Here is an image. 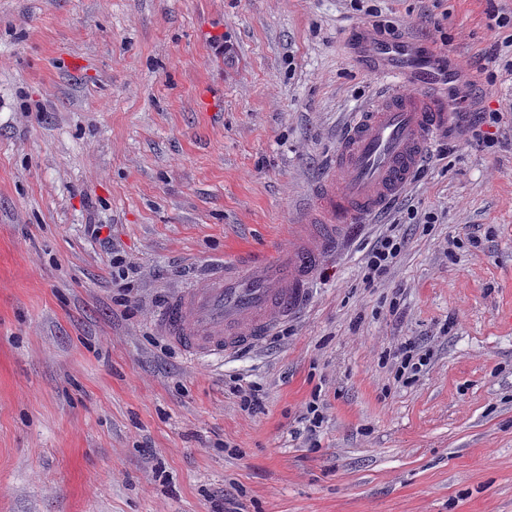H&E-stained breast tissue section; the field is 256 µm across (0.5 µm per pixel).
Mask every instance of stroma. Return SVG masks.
Returning a JSON list of instances; mask_svg holds the SVG:
<instances>
[{"mask_svg": "<svg viewBox=\"0 0 512 512\" xmlns=\"http://www.w3.org/2000/svg\"><path fill=\"white\" fill-rule=\"evenodd\" d=\"M364 6L0 0V512H222L229 495L246 512H512V47L491 26L512 0ZM370 8L482 94L389 213L352 227L300 318L189 362L154 312L239 248L288 249L374 92L354 44ZM491 111L488 147L467 125ZM393 227L406 247L366 285ZM414 340L431 363L397 378L390 354Z\"/></svg>", "mask_w": 512, "mask_h": 512, "instance_id": "obj_1", "label": "stroma"}]
</instances>
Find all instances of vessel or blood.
<instances>
[{
	"label": "vessel or blood",
	"mask_w": 512,
	"mask_h": 512,
	"mask_svg": "<svg viewBox=\"0 0 512 512\" xmlns=\"http://www.w3.org/2000/svg\"><path fill=\"white\" fill-rule=\"evenodd\" d=\"M374 96L348 113L336 153L316 184L309 224L290 225L285 252L245 251L214 267L205 287L185 288L156 316L162 334L190 359H230L255 347L307 305L309 285L351 224L384 214L448 137L460 79L441 72L414 40H379L360 28Z\"/></svg>",
	"instance_id": "1"
}]
</instances>
